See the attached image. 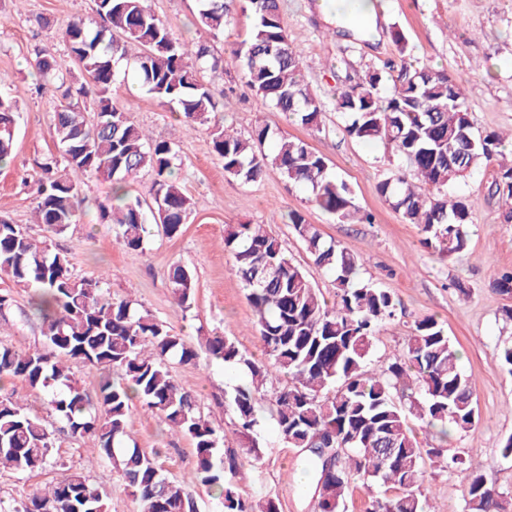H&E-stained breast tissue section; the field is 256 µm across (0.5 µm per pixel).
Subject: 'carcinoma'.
<instances>
[{
  "mask_svg": "<svg viewBox=\"0 0 512 512\" xmlns=\"http://www.w3.org/2000/svg\"><path fill=\"white\" fill-rule=\"evenodd\" d=\"M237 0H198L197 19L212 35L224 32ZM254 18L247 38L232 50V63L245 86L263 105L317 129L325 104L303 79L297 52L288 44L280 0H243ZM100 25L74 20L62 33L76 78L54 54L40 51L31 66L42 84L61 90L53 107V135L63 158L38 163L36 223L60 234L76 223L81 184L88 176L112 183V200L99 206L101 221L119 228L118 244L134 255L145 252L147 225L160 226L170 238L182 232L191 214L190 198L172 168L170 143L155 141L129 117V108L112 100V85L133 64L141 90L177 114L188 128L211 121L215 92L203 72L223 59L205 43L175 38L151 9L149 0H94ZM393 93L380 96L383 72L375 71L338 96L344 131L354 139L394 149L405 167L378 186L409 224L424 234L423 244L447 256L467 246L466 226L475 202L448 197V187L498 154L503 138L472 130L459 82L443 71L404 60ZM19 91L0 93V163L14 150ZM212 151L224 172L256 182L277 170L288 183L303 187L323 211L343 223L369 222L355 205L348 185L328 172L326 158L301 140L258 125L244 138L214 124ZM271 144L270 152L264 145ZM154 175L152 203L129 195V181L141 171ZM496 191L512 203V166L498 171ZM290 224L304 241L316 266L335 277L333 303L313 287L281 242L261 224L231 226L224 247L233 270L248 292L255 330L266 362L243 355L228 336H208L204 347L216 360L238 365L249 380L235 389L234 426L261 458L255 435L258 406L269 400L280 436L306 452L304 472L313 491L314 512H347L346 489L353 479L371 493L366 512H426L424 459L457 471L465 484L464 512H512V493L487 485L480 471L448 449L419 440L408 423L414 417L425 434L444 437L475 422L473 392L459 363L461 355L444 326L433 316L420 320L403 354L379 371L367 368L377 326L395 316L390 293L357 280L358 258L326 241L298 212ZM68 253L52 252L0 216V272L35 295L48 349L18 351L0 344V469L20 473L44 468L51 460L54 434L38 416L4 392V382L23 378L38 391L54 389L50 405L74 437L96 442V457L124 479L139 512H195L180 482L169 478L156 455L129 445L127 420L135 402L156 413L170 431L188 437L196 463L190 479L217 490L220 512H280L269 493L254 502L236 490L235 457L218 459V430L201 415L197 396L181 387L170 362L193 363L196 348L172 327L129 298H115L96 278H73ZM168 279L178 305L190 307L193 272L180 264ZM96 369H116L97 401L90 400L64 360ZM414 383L420 401L405 407L395 398L397 384ZM14 512H107L106 495L79 471L63 474L44 492Z\"/></svg>",
  "mask_w": 512,
  "mask_h": 512,
  "instance_id": "carcinoma-1",
  "label": "carcinoma"
}]
</instances>
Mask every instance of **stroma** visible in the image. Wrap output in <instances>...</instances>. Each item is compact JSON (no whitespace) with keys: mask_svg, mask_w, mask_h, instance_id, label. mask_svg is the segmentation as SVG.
I'll list each match as a JSON object with an SVG mask.
<instances>
[{"mask_svg":"<svg viewBox=\"0 0 512 512\" xmlns=\"http://www.w3.org/2000/svg\"><path fill=\"white\" fill-rule=\"evenodd\" d=\"M155 14L175 37L206 43L225 57L222 71L213 73L215 89L229 100L216 118L241 134L266 124L279 134L298 138L328 161L331 175L345 181L369 224H344L316 207L305 189L294 187L274 170L257 182L225 174L212 151L209 125L188 129L171 112L158 106L132 81L116 82L115 103L127 105L131 119L152 138L172 144L173 166L192 200V215L179 236L170 238L152 228L144 254L127 253L117 243L119 229L99 219V204L112 196L110 182L92 178L81 187L83 201L78 223L54 234L35 223L34 181L37 161L56 153L50 92H34L37 81L31 67L36 50L64 56L62 33L78 18L99 24L93 0H0V90L24 87L17 120L15 150L0 166V214L9 216L26 234L47 242L51 251L67 252L77 278L100 277L113 296L142 304L173 330L198 346V358L174 366L178 383L193 391L204 418L219 428L226 453L234 454L241 475L238 493L259 499L274 493L281 512H312L314 503L304 494L301 451L288 447L270 414H263L258 443L261 463H254L249 444L233 424L232 395L245 383L243 371L212 359L200 344L205 337L233 339L241 353L262 361V347L252 321L254 310L247 292L231 269L224 248L229 226L262 224L278 237L326 299H333L332 275L318 268L303 240L288 222L289 212L301 213L325 240L361 260L359 276L389 292L398 304L393 319L383 322L369 356L370 367L382 369L404 350L415 324L424 317L442 321L459 349L462 371L468 378L478 417L467 430L451 434L449 454L461 457L485 476L488 484L512 488V457L500 448L512 435V374L501 366V349L512 344V320L503 309L512 297L497 291L495 281L512 271V222H505L507 205L496 194L497 162L482 164L455 194L477 201L468 228L467 248L448 257L433 254L422 243L417 225L406 223L379 193L378 184L399 161L382 145L352 139L343 130L337 110L339 93L388 60H406L443 70L457 79L466 98L476 131L503 134L504 158H512V0H372L377 32L372 36L336 27L327 20L320 0H281V16L289 44L299 55L304 80L325 103L320 129L311 130L283 113L262 106L242 85L228 57L235 44L253 26L250 13L235 10L233 22L219 38L196 24V0H149ZM404 46L392 40L393 32ZM190 267L196 290L189 310L177 305L167 272L172 263ZM0 292L11 293L12 307L0 317V343L18 350L44 348L37 320L29 318L30 294L0 275ZM14 400L56 429V445L49 465L41 471L14 474L0 470V512L14 502L40 493L67 468L83 471L90 482L107 494L108 512H138L139 505L112 467L102 461L88 463L91 439H75L63 431L53 414L48 394L33 390L22 379L7 385ZM127 431L138 447L155 451L165 473L182 481L196 512H216L214 489L189 481L195 463L191 440L172 433L158 415L134 406ZM424 493L427 512H462L465 488L454 471L430 464Z\"/></svg>","mask_w":512,"mask_h":512,"instance_id":"obj_1","label":"stroma"}]
</instances>
